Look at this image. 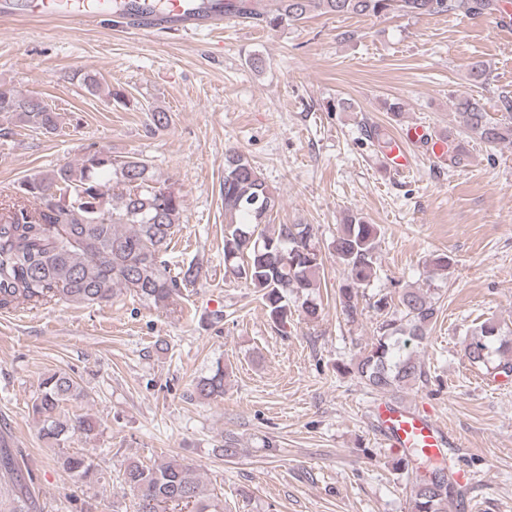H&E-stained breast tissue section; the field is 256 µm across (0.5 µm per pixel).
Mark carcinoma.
I'll use <instances>...</instances> for the list:
<instances>
[{
	"mask_svg": "<svg viewBox=\"0 0 512 512\" xmlns=\"http://www.w3.org/2000/svg\"><path fill=\"white\" fill-rule=\"evenodd\" d=\"M262 0H224V17L251 19L267 28L293 24L312 12L328 15L386 16L491 14L496 0H280L277 12L261 7ZM470 81L489 80L485 61L469 64ZM504 113L491 117L481 99L459 94L453 107L468 132L488 144L512 143V99H502ZM15 127L53 135L63 124L58 109L41 97L0 88V117ZM448 166L463 168L468 153L461 142L448 140ZM116 196H110L113 188ZM117 204H112V199ZM224 271L253 290L269 318L286 328L292 317L288 290L301 293L302 312L318 317L313 298L319 287L323 258L310 224H271L279 198L257 168L242 153L224 158ZM183 199L168 179L152 171L148 160L136 155L120 159L112 152L88 149L75 164L22 178L10 197L0 201V310L37 308L53 300L93 306L108 302L125 288L143 302L163 307L183 288L196 285L200 270L188 264L173 273L163 259L180 223ZM380 229L350 215L340 225L331 248L346 278L339 288L343 313H359L360 290L376 277V240ZM400 316L383 320L377 336L358 359L354 373L371 390L390 392L426 380L414 347L429 331L436 308L426 294L405 289L398 296ZM499 326H477L465 346L474 364L497 361L495 369L512 375V354L498 346ZM194 393L201 400L224 396V366L200 378ZM85 397L84 388L70 374H47L32 403L41 423L43 441L58 448L64 469L83 478L101 480L94 461L70 452L65 443L79 431L96 436V423L87 416L70 418L63 406ZM396 469L407 474L412 512H448L459 500L454 472L417 452ZM122 479L135 492V512H224L214 490L207 488L192 467L175 459L148 463L131 461ZM0 512H37L18 460L0 445Z\"/></svg>",
	"mask_w": 512,
	"mask_h": 512,
	"instance_id": "cac0c4a2",
	"label": "carcinoma"
}]
</instances>
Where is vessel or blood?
<instances>
[{
	"label": "vessel or blood",
	"mask_w": 512,
	"mask_h": 512,
	"mask_svg": "<svg viewBox=\"0 0 512 512\" xmlns=\"http://www.w3.org/2000/svg\"><path fill=\"white\" fill-rule=\"evenodd\" d=\"M139 4V9L132 10L127 0H24L19 7L31 18L80 24L119 16L127 29L146 37L159 32L193 34L206 27L213 30L224 27L222 0H164L160 9L154 0H139ZM425 141L430 142L431 152L437 157L447 148L446 140L430 139L423 126L409 127L404 137L392 139L385 154V170L406 171L412 163L410 144ZM375 422L384 445L401 458L415 448L440 461L447 449L456 445L453 432L423 407L384 399L377 404Z\"/></svg>",
	"instance_id": "obj_1"
}]
</instances>
